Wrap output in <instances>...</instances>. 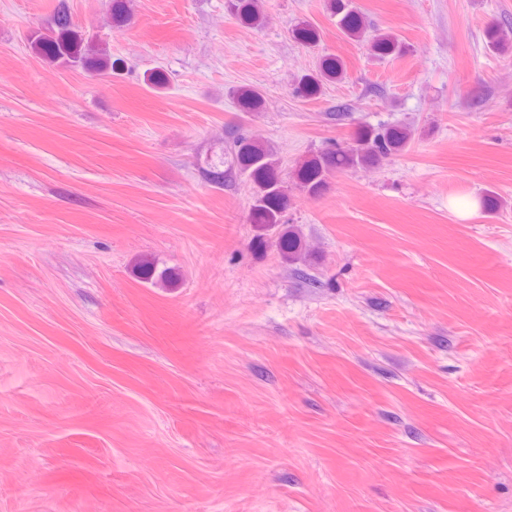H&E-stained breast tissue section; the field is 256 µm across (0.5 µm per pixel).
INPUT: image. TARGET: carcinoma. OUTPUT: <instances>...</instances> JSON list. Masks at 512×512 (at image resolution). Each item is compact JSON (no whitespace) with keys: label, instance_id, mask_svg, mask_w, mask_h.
I'll return each mask as SVG.
<instances>
[{"label":"carcinoma","instance_id":"obj_1","mask_svg":"<svg viewBox=\"0 0 512 512\" xmlns=\"http://www.w3.org/2000/svg\"><path fill=\"white\" fill-rule=\"evenodd\" d=\"M228 7L243 20L255 24L260 21L258 0H230ZM329 10L339 17V27L350 38L360 39L366 34L363 15L351 8L350 0H328ZM72 21L66 0L59 4L44 27L39 43L45 53L71 67L91 68L90 53L65 38ZM487 44L494 50L506 46L505 36L493 23L485 29ZM370 50L378 58L404 52L405 46L390 34H378L370 40ZM343 70L337 58H327L315 74L300 79L296 91L303 97L313 96L325 80L338 76ZM243 109L258 108L262 94L253 87L236 90ZM413 132L406 126H363L355 132L353 142L305 161L297 171L302 190L311 198L320 197L328 187V176L335 170L373 166L383 158L404 151L411 143ZM230 166L248 176L252 183L250 217L252 223L265 232L275 233V245L290 262L306 258L300 234L291 226L280 223L281 213L288 207V184L283 180L280 161L274 152L246 137L234 140Z\"/></svg>","mask_w":512,"mask_h":512}]
</instances>
